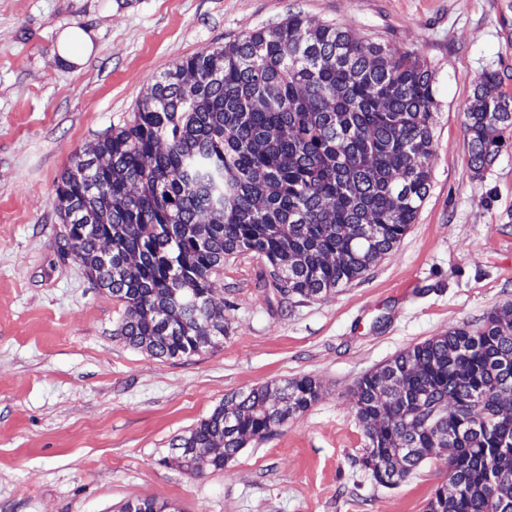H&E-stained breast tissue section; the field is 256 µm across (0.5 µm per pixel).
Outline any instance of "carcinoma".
Returning a JSON list of instances; mask_svg holds the SVG:
<instances>
[{
	"instance_id": "1",
	"label": "carcinoma",
	"mask_w": 512,
	"mask_h": 512,
	"mask_svg": "<svg viewBox=\"0 0 512 512\" xmlns=\"http://www.w3.org/2000/svg\"><path fill=\"white\" fill-rule=\"evenodd\" d=\"M490 71L465 112L469 165L512 137V99ZM436 95L413 52L363 43L299 14L206 48L164 73L130 123L74 154L57 181L65 254L125 306L113 336L165 359L224 339L210 292L224 260H263L282 301L325 296L363 275L415 223L430 188ZM426 395L405 416L401 395ZM322 384L303 375L232 395L179 439L213 470L306 412ZM362 464L394 488L448 450L427 512H512V304L410 346L356 382ZM121 512H173L154 498Z\"/></svg>"
}]
</instances>
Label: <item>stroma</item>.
I'll return each mask as SVG.
<instances>
[{"mask_svg":"<svg viewBox=\"0 0 512 512\" xmlns=\"http://www.w3.org/2000/svg\"><path fill=\"white\" fill-rule=\"evenodd\" d=\"M415 52L438 108L430 190L404 240L359 281L278 305L263 262H224L214 299L227 334L165 360L113 337L124 305L62 255L54 208L73 154L128 123L186 57L288 14ZM78 29L92 48L63 64ZM512 97V0H0V512H425L444 461L376 485L350 408L355 382L403 349L512 303V144L468 163L464 113L485 72ZM305 374L318 403L191 474L171 443L225 397ZM76 44H81L84 47V53L90 52L91 43L88 37L78 30H74L72 33L67 34L63 37V45L59 51L60 57L63 61L71 64H80L83 62L84 55L77 52V48H74Z\"/></svg>","mask_w":512,"mask_h":512,"instance_id":"35a3bbf8","label":"stroma"}]
</instances>
